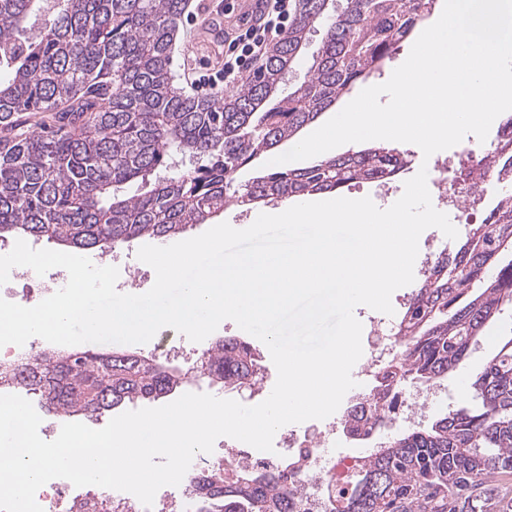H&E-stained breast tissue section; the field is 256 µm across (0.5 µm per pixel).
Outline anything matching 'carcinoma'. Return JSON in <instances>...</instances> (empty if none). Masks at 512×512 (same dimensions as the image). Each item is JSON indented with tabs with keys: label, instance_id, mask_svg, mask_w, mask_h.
<instances>
[{
	"label": "carcinoma",
	"instance_id": "1",
	"mask_svg": "<svg viewBox=\"0 0 512 512\" xmlns=\"http://www.w3.org/2000/svg\"><path fill=\"white\" fill-rule=\"evenodd\" d=\"M435 0H298L265 63L228 94L185 93L172 50L186 0H0V238L27 234L102 252L210 224L236 205H275L351 183L394 180L403 152L384 146L275 169L237 183L257 157L293 139L364 82L430 15ZM323 36L303 81L281 96L302 63L307 36ZM512 171V154L489 152L474 175ZM512 193L491 203L452 250L437 254L411 291L394 333L395 365L368 392L371 416L348 420L354 439L384 446L332 496V512H484L488 481L512 474V337L472 382L474 403L425 428L387 433L399 392L454 375L485 327L512 304ZM196 372L223 388L259 382L255 348L226 337ZM63 418H97L169 396L180 378L153 358L95 349L35 353L1 371ZM201 512H290L286 479L224 469L206 479Z\"/></svg>",
	"mask_w": 512,
	"mask_h": 512
}]
</instances>
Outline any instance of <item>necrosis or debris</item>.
I'll return each mask as SVG.
<instances>
[{
    "instance_id": "1",
    "label": "necrosis or debris",
    "mask_w": 512,
    "mask_h": 512,
    "mask_svg": "<svg viewBox=\"0 0 512 512\" xmlns=\"http://www.w3.org/2000/svg\"><path fill=\"white\" fill-rule=\"evenodd\" d=\"M364 366L378 373L389 361L399 357L403 343L394 335H382L371 329L362 339ZM369 406L363 395L346 394L338 410L323 420H312L304 427L285 426L274 437V449L264 452L232 441L227 453L196 454L185 480L171 488L162 498L145 507L134 495L95 485L74 486L63 478H55L36 493L43 512H199L200 495L195 478L216 468H235L258 473L287 469L294 486V512H328V487L336 481L354 475L362 455L334 457L322 446L327 437L335 435L348 417L368 415Z\"/></svg>"
}]
</instances>
